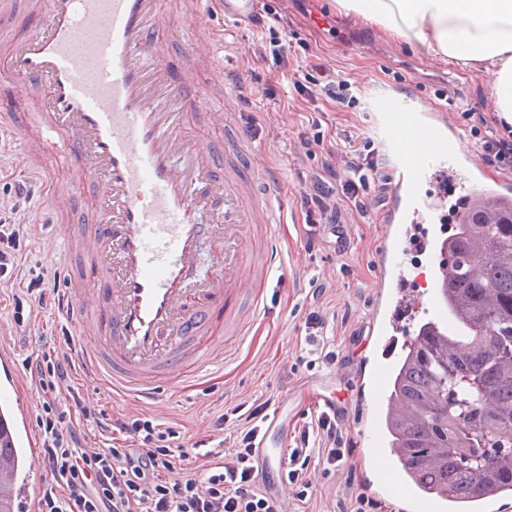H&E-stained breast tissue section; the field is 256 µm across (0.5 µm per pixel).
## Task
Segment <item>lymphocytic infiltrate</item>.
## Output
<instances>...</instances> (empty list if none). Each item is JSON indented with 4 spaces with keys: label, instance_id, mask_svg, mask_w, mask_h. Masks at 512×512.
Listing matches in <instances>:
<instances>
[{
    "label": "lymphocytic infiltrate",
    "instance_id": "f902f5d3",
    "mask_svg": "<svg viewBox=\"0 0 512 512\" xmlns=\"http://www.w3.org/2000/svg\"><path fill=\"white\" fill-rule=\"evenodd\" d=\"M301 134L307 155L320 161L308 171L300 194L308 248L333 242L338 253L348 245L337 225L381 205L389 177L382 171V147L372 137L345 140L342 152L324 149L321 123ZM74 348L27 358L24 363L41 402L36 420L41 435L40 462L47 473L36 512H282L258 479L256 420L238 437L231 452L214 451L209 466L198 468L197 453L179 442L175 431L155 424L151 415L112 417L87 408L72 384ZM321 444L309 446L311 435ZM334 415L320 413L314 426H302L288 454L283 480L297 501L312 489L309 463L319 457L335 465L344 456Z\"/></svg>",
    "mask_w": 512,
    "mask_h": 512
}]
</instances>
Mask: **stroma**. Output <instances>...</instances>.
<instances>
[{
	"label": "stroma",
	"mask_w": 512,
	"mask_h": 512,
	"mask_svg": "<svg viewBox=\"0 0 512 512\" xmlns=\"http://www.w3.org/2000/svg\"><path fill=\"white\" fill-rule=\"evenodd\" d=\"M259 12L264 19L260 26L228 22L217 5H210L207 29L195 33L187 26L176 28L165 35L160 53L175 69L201 66L204 56L185 50L190 38L204 45L216 43L217 55L224 62V79L201 88L207 107H223L224 91L235 83L253 88L250 102L228 113L224 126L212 125L206 108H200L189 113L183 135L191 144L200 140L220 144L225 133L244 127L247 115L260 117L262 131L251 139L239 163L246 167L253 155H265L284 185L288 209L282 223L274 225L273 234L281 248L287 286L274 294L269 318L247 323L243 333L225 335L223 365L200 367L159 390V422L193 442L213 434L215 421L228 409L263 403L268 415H286L289 429L295 430L314 422L320 413V396L336 399L344 416L340 430L351 452L328 470L319 460H312V495L303 502L289 501L288 512H341L360 492L380 503L382 512H401L385 489H374L375 462L361 442L372 399L362 393L360 381L365 365L381 354L370 321L382 226L378 214L358 216L349 226L346 254L330 248L306 249L298 174L313 167L314 161L300 154L297 133L318 112L326 145L342 144L346 134L358 131L383 140L373 102L393 91L440 110L446 107L440 94L448 91L476 111L487 113L492 107V77L483 71L429 62L404 39L353 23L337 11L335 0H262ZM283 18L289 22L290 38L299 44L294 66L288 70L273 67L265 55L268 30ZM315 63L323 64L336 78L358 83L366 94L364 105L349 110L324 96L311 99L298 94L294 88L298 67ZM45 96L36 84L21 89L17 79L0 66V204L12 205L10 190L17 184L31 183L33 190L17 214L28 237L13 273L14 286L0 288V348L20 360L59 343L57 329L62 320L54 303H46L38 327L27 338H20L12 296L25 292L30 271L54 276L69 255L62 243H49L54 225L78 223L90 206L86 199L53 197L43 180L33 179L23 168L16 142L3 131L17 113L35 117ZM316 308L326 318L324 332L338 359L330 366L310 368L302 358L307 348L306 318Z\"/></svg>",
	"instance_id": "stroma-1"
}]
</instances>
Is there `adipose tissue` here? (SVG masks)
Here are the masks:
<instances>
[{
  "label": "adipose tissue",
  "instance_id": "ef3b65f1",
  "mask_svg": "<svg viewBox=\"0 0 512 512\" xmlns=\"http://www.w3.org/2000/svg\"><path fill=\"white\" fill-rule=\"evenodd\" d=\"M339 13L416 44L426 58L493 76L494 112L512 124V0H336Z\"/></svg>",
  "mask_w": 512,
  "mask_h": 512
}]
</instances>
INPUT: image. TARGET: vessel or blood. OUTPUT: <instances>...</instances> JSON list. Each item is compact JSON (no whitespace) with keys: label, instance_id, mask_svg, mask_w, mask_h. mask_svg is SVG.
Listing matches in <instances>:
<instances>
[{"label":"vessel or blood","instance_id":"obj_1","mask_svg":"<svg viewBox=\"0 0 512 512\" xmlns=\"http://www.w3.org/2000/svg\"><path fill=\"white\" fill-rule=\"evenodd\" d=\"M259 0H222L224 18L242 22ZM32 31L13 39L0 54L16 77L48 91L37 128L27 121L13 132L38 158L74 161L71 178L53 183L56 197H80L92 189L87 224L57 235L74 243L93 288H73L62 318L79 329L83 379L107 397L154 399L161 381L176 382L193 361L224 360L221 338L243 321L236 302L254 292L251 319L260 318L268 289L280 287L270 251L249 256L245 232L271 230L288 200L269 168L256 164L250 177L206 165L213 147H188L182 137L187 107L203 81L197 70H172L158 56L162 36L179 19L164 0H35ZM375 107L387 123L403 117L424 129L429 146L400 156L393 168L382 222L372 335H394L424 316L449 330L455 318L443 300L448 279L447 198L429 191L446 178L468 200L494 204L498 193L471 165L461 134L445 113L386 96ZM210 243L214 269L192 279L200 247ZM428 254V291L414 289L407 265L417 251ZM23 369L0 350V406L11 411L12 443H22L36 404L19 391ZM375 408L363 434L372 458L387 474L392 451ZM39 484H12L6 494L33 512Z\"/></svg>","mask_w":512,"mask_h":512}]
</instances>
